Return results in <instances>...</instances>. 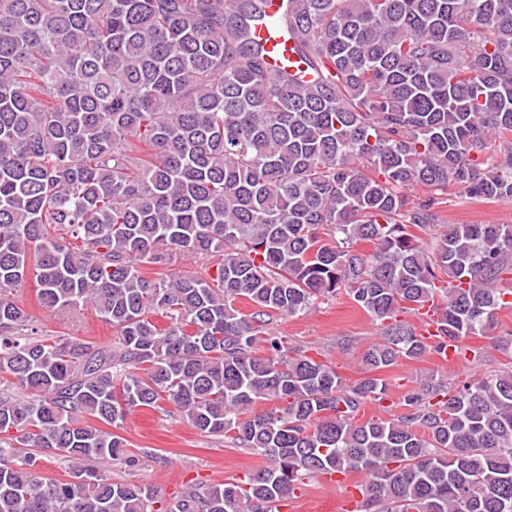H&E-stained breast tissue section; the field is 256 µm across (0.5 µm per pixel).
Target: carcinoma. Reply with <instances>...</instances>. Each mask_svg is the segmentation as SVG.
Segmentation results:
<instances>
[{
	"label": "carcinoma",
	"mask_w": 512,
	"mask_h": 512,
	"mask_svg": "<svg viewBox=\"0 0 512 512\" xmlns=\"http://www.w3.org/2000/svg\"><path fill=\"white\" fill-rule=\"evenodd\" d=\"M270 24L302 68L271 70ZM451 185L512 200V0H0V376L24 391L0 395V512H154L112 470L126 416L162 403L267 461L165 512H272L334 471L362 475L361 512H512V365L358 418L379 374L512 308V224L410 233ZM178 253L216 275H143ZM30 277L118 349L39 334L12 298ZM340 292L380 329L352 383L274 327ZM425 307L432 342L397 319ZM32 448L69 478L33 476Z\"/></svg>",
	"instance_id": "cac0c4a2"
}]
</instances>
